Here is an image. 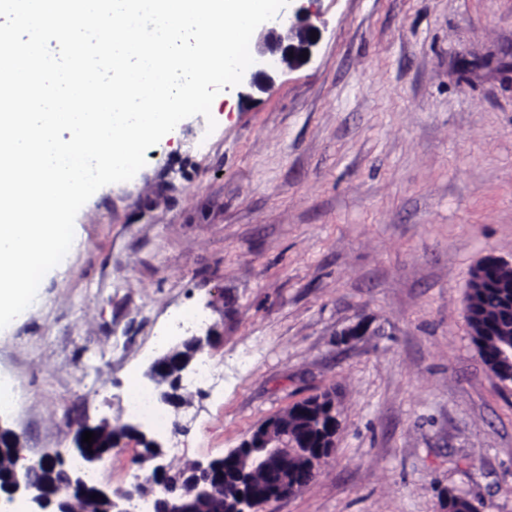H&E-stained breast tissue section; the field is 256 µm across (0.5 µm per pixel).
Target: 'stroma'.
<instances>
[{
	"label": "stroma",
	"mask_w": 512,
	"mask_h": 512,
	"mask_svg": "<svg viewBox=\"0 0 512 512\" xmlns=\"http://www.w3.org/2000/svg\"><path fill=\"white\" fill-rule=\"evenodd\" d=\"M311 60L216 96L127 182L100 188L25 318L0 329V404L31 459L131 416L130 376L204 310L224 391L167 413L180 468L334 391L333 454L264 512H512V388L470 338L474 267L512 262V0H321ZM215 129H208V119ZM125 346L112 348L114 337ZM95 471L140 472L136 436Z\"/></svg>",
	"instance_id": "35a3bbf8"
}]
</instances>
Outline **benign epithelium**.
Segmentation results:
<instances>
[{"label": "benign epithelium", "instance_id": "1", "mask_svg": "<svg viewBox=\"0 0 512 512\" xmlns=\"http://www.w3.org/2000/svg\"><path fill=\"white\" fill-rule=\"evenodd\" d=\"M320 0H290L275 26L262 29L253 44V62L256 67L247 87L260 92L267 91L280 71L296 69L307 63L303 53L313 54L319 40L311 39L319 31L314 19L319 17ZM210 337L193 336L169 349L153 362L149 375L156 381L159 401L176 406L182 400L179 389L191 363L204 353ZM334 398L328 393L308 399L307 408L320 409L319 420L330 416L327 423V447H335L336 413ZM8 431L6 440L0 439V461L8 465L17 489L7 496L13 500L23 499L26 512H47L51 495L63 502L62 512H77L84 494L80 490L81 477H70V483L50 490L40 480L41 469L52 466L60 456L45 454L37 460L29 459L21 436L0 420V433ZM91 431L94 441L82 442L83 433ZM76 449L83 456L86 468L94 469L119 448L112 438L108 421L96 425L84 423L76 431ZM304 441L284 413L265 424L262 430L253 431L244 438L240 450L234 453V466L230 469L211 459L196 462L193 468L208 475L206 482H187L172 477L165 453L150 460L148 470L136 477L129 488L115 491L100 489L112 503L111 512H130L128 505L135 500L149 504L150 512H224V482L235 486L229 502L234 504L231 512H262V508L288 495L291 489L292 471L290 461L302 453Z\"/></svg>", "mask_w": 512, "mask_h": 512}]
</instances>
